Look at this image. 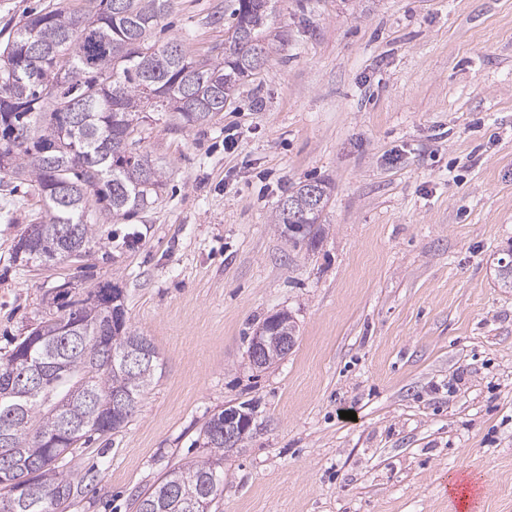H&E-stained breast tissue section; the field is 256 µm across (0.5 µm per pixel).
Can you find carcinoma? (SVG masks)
<instances>
[{
  "label": "carcinoma",
  "mask_w": 512,
  "mask_h": 512,
  "mask_svg": "<svg viewBox=\"0 0 512 512\" xmlns=\"http://www.w3.org/2000/svg\"><path fill=\"white\" fill-rule=\"evenodd\" d=\"M172 0H88L78 9L29 15L0 54V98L18 107L0 114V180L30 182L40 202L39 216L20 239L30 261L64 262L58 232L77 229V244L87 252L97 243V224L126 219L158 201L168 167L142 146L140 114L167 112L172 126L210 124L235 99L244 81L261 71L253 54L268 61L285 34L272 29L269 0H230L224 14L220 51L192 54L181 41L158 44L155 30ZM31 39L53 50L33 56L26 71L11 77L10 66ZM23 131L12 140L9 129ZM52 148L49 155L41 154ZM130 154H125V149ZM330 198L325 181L300 183L280 199L275 223L293 249H314L324 229ZM53 316L30 335L43 338L32 355L57 368L46 386L31 391L11 381L10 365L23 348L18 342L0 358V499L12 495L13 481L24 479L14 512H54L69 500L84 477L61 468L82 440L97 433L100 417L108 430L124 428L159 369L156 349L128 326L126 311L112 318L104 306L87 308L67 294ZM146 343L153 370L144 376L121 368L124 352ZM133 404L112 405V393ZM224 425L220 411L200 431L213 454L167 472L138 500L137 512H186L180 490L214 503L224 492L220 463L226 453L244 448L256 425L229 445L216 437Z\"/></svg>",
  "instance_id": "cac0c4a2"
}]
</instances>
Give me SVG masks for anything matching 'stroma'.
Here are the masks:
<instances>
[{
    "label": "stroma",
    "instance_id": "obj_1",
    "mask_svg": "<svg viewBox=\"0 0 512 512\" xmlns=\"http://www.w3.org/2000/svg\"><path fill=\"white\" fill-rule=\"evenodd\" d=\"M225 3L173 0L167 37L222 44ZM84 4L0 0V51L29 13ZM271 4L284 45L216 123L149 113L166 188L82 261H15L39 202L0 183V358L68 280L120 288L163 362L126 427L66 457L98 477L59 512H137L243 402L260 427L213 512H459L451 476L482 484L477 512H512V288L492 276L512 253V0ZM317 179L325 232L295 251L275 211ZM282 310L297 343L255 369L248 338Z\"/></svg>",
    "mask_w": 512,
    "mask_h": 512
}]
</instances>
